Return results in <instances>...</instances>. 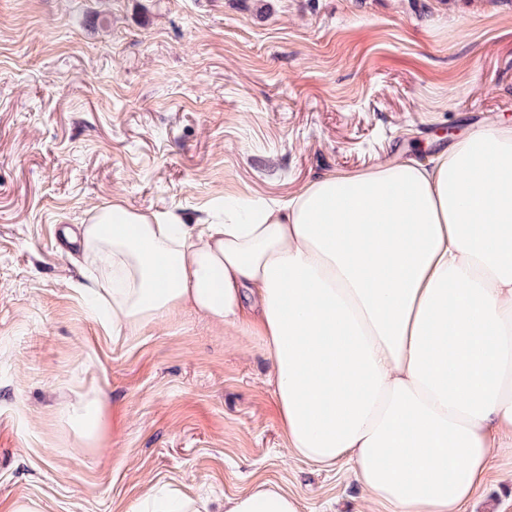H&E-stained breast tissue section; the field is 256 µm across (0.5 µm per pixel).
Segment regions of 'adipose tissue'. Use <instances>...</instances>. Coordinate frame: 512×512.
Instances as JSON below:
<instances>
[{"mask_svg": "<svg viewBox=\"0 0 512 512\" xmlns=\"http://www.w3.org/2000/svg\"><path fill=\"white\" fill-rule=\"evenodd\" d=\"M113 337L174 310L257 337L291 455L346 461L390 512H461L512 442V126L432 166L327 174L204 216L96 210L82 230ZM130 512H299L267 483L225 499L147 489Z\"/></svg>", "mask_w": 512, "mask_h": 512, "instance_id": "obj_1", "label": "adipose tissue"}]
</instances>
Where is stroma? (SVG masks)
I'll return each instance as SVG.
<instances>
[{
  "label": "stroma",
  "mask_w": 512,
  "mask_h": 512,
  "mask_svg": "<svg viewBox=\"0 0 512 512\" xmlns=\"http://www.w3.org/2000/svg\"><path fill=\"white\" fill-rule=\"evenodd\" d=\"M491 120L512 122V0H0V512L262 481L362 512L350 465L290 456L258 341L183 310L113 339L65 231L115 200L284 199ZM82 395L96 448L59 415ZM465 512H512V453ZM71 411L78 413L82 418L81 436L88 444H95L102 428V414L99 400L94 399L80 409L68 405Z\"/></svg>",
  "instance_id": "obj_1"
}]
</instances>
